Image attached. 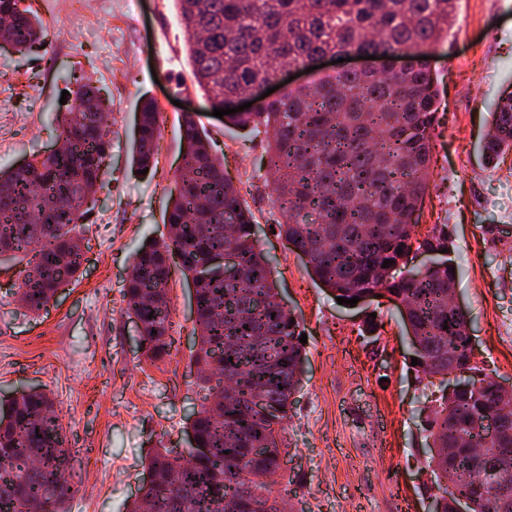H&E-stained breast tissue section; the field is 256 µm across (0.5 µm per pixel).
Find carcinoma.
<instances>
[{"instance_id": "cac0c4a2", "label": "carcinoma", "mask_w": 512, "mask_h": 512, "mask_svg": "<svg viewBox=\"0 0 512 512\" xmlns=\"http://www.w3.org/2000/svg\"><path fill=\"white\" fill-rule=\"evenodd\" d=\"M21 0H0V38L23 52L43 36ZM194 84L223 101L259 96L274 62L301 66L319 54L404 51L399 74L346 72L234 119L272 131L265 186L282 220L280 234L309 257L320 284L351 299L385 290L406 303L401 317L419 351L416 372L453 383L437 399L426 440L439 449L427 465L439 491L436 512H512V416L487 437L484 421L506 405L495 381L476 374L467 354V313L448 302L457 281L447 226L417 237L415 220L429 187L437 77L424 57L451 35L459 0H175ZM99 88L73 91L62 134L66 145L30 169L0 173V256L25 263L19 301L32 313L75 280L82 249L74 230L94 200L111 140ZM184 154L165 214L166 238L134 255L124 288L127 312L141 321L150 358L171 348L172 270L191 279L197 336L193 363L200 388L211 375L230 380L190 424L188 458L155 454L153 482L129 512H283L269 475L279 469L284 434L300 385L304 344L299 320L277 302L270 259L258 246L256 220L192 116L182 121ZM157 106L143 101L132 131L131 161H155ZM489 159L512 151V92L501 96L483 144ZM310 213L316 214L312 222ZM237 273L217 259L227 249ZM435 265L408 266L412 250ZM389 260V268L382 267ZM398 269L400 274L387 275ZM72 456L48 397L23 391L0 404V512H67L62 473Z\"/></svg>"}]
</instances>
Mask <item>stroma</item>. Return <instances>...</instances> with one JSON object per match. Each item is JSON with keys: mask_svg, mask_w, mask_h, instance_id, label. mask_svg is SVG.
I'll return each mask as SVG.
<instances>
[{"mask_svg": "<svg viewBox=\"0 0 512 512\" xmlns=\"http://www.w3.org/2000/svg\"><path fill=\"white\" fill-rule=\"evenodd\" d=\"M42 20L44 46L0 52V168L56 148L66 119L62 91L89 82L110 101L108 166L78 234V282L33 313L18 300V267L0 266V399L45 392L74 465L68 512H126L150 456L187 453L204 403L190 369L193 287L169 282L171 355L138 345L123 290L137 249L160 239L181 164L184 113L196 115L257 220L284 304L299 316L301 388L288 423L277 488L295 512H429L437 493L426 427L437 387L418 378L400 307L389 296L338 304L305 258L277 234L265 186V133L212 116L191 86L174 0H24ZM440 104L429 189L417 231L445 224L459 264L456 296L470 321L473 363L512 384V152L486 163L481 146L499 96L512 91V0H460L451 42L430 60ZM153 99L161 136L145 174L130 161L134 114Z\"/></svg>", "mask_w": 512, "mask_h": 512, "instance_id": "35a3bbf8", "label": "stroma"}]
</instances>
